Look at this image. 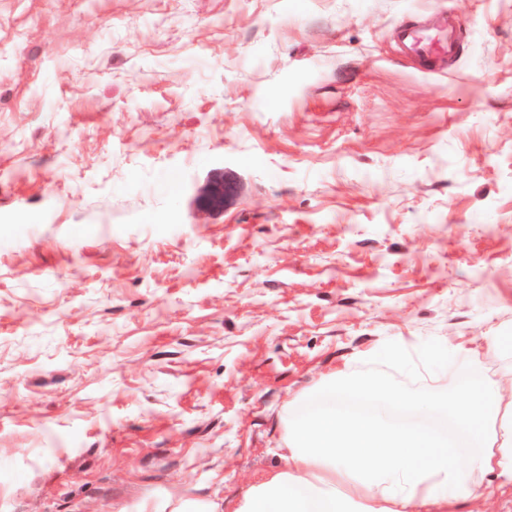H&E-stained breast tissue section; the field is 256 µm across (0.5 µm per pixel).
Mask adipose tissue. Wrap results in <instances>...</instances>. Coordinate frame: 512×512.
I'll list each match as a JSON object with an SVG mask.
<instances>
[{
	"instance_id": "1",
	"label": "adipose tissue",
	"mask_w": 512,
	"mask_h": 512,
	"mask_svg": "<svg viewBox=\"0 0 512 512\" xmlns=\"http://www.w3.org/2000/svg\"><path fill=\"white\" fill-rule=\"evenodd\" d=\"M479 356L457 374V388L430 381L406 393L378 377L345 380L365 415L328 402L289 419L286 468L251 486L235 512H432L448 502L490 498L512 486V381H487ZM446 415L467 447L394 420L393 408Z\"/></svg>"
}]
</instances>
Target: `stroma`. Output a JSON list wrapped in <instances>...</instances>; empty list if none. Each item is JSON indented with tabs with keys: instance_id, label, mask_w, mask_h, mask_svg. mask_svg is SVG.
I'll list each match as a JSON object with an SVG mask.
<instances>
[{
	"instance_id": "obj_1",
	"label": "stroma",
	"mask_w": 512,
	"mask_h": 512,
	"mask_svg": "<svg viewBox=\"0 0 512 512\" xmlns=\"http://www.w3.org/2000/svg\"><path fill=\"white\" fill-rule=\"evenodd\" d=\"M442 12L451 68L396 51ZM492 336L512 0H0V512H234L332 375ZM233 187L224 182L223 174L212 177L201 189L198 196V207L203 213H212L224 209V199Z\"/></svg>"
}]
</instances>
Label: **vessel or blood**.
<instances>
[{"mask_svg": "<svg viewBox=\"0 0 512 512\" xmlns=\"http://www.w3.org/2000/svg\"><path fill=\"white\" fill-rule=\"evenodd\" d=\"M398 38L402 52L427 68L452 62L459 50L457 24L445 17L428 29L400 27Z\"/></svg>", "mask_w": 512, "mask_h": 512, "instance_id": "1", "label": "vessel or blood"}]
</instances>
